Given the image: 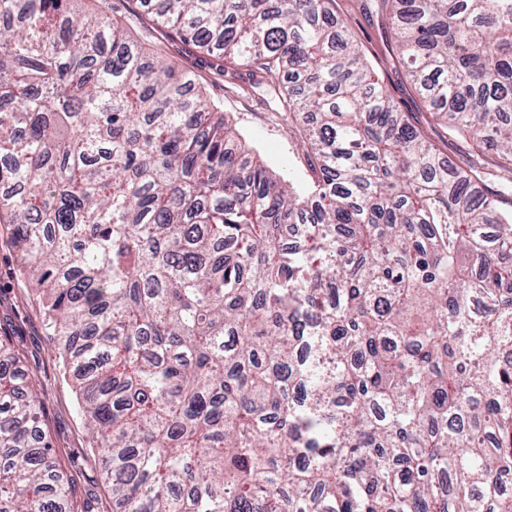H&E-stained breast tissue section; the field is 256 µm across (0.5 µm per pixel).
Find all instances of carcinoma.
Listing matches in <instances>:
<instances>
[{"label":"carcinoma","mask_w":512,"mask_h":512,"mask_svg":"<svg viewBox=\"0 0 512 512\" xmlns=\"http://www.w3.org/2000/svg\"><path fill=\"white\" fill-rule=\"evenodd\" d=\"M381 2L434 118L512 170V0ZM80 3L0 0V224L112 512H512V211L476 194L479 160L409 123L334 0L154 3L277 87L296 186ZM73 496L0 336V512Z\"/></svg>","instance_id":"carcinoma-1"}]
</instances>
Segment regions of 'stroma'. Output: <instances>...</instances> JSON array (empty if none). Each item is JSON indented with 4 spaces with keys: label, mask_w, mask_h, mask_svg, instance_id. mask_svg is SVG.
I'll use <instances>...</instances> for the list:
<instances>
[{
    "label": "stroma",
    "mask_w": 512,
    "mask_h": 512,
    "mask_svg": "<svg viewBox=\"0 0 512 512\" xmlns=\"http://www.w3.org/2000/svg\"><path fill=\"white\" fill-rule=\"evenodd\" d=\"M89 6L123 23L127 32L148 50L162 54L178 69L190 72L209 98L227 112L246 143L287 181L307 177L298 139L278 114L280 97L260 96L249 89L245 70L218 68L200 62L166 29L147 15L140 0H90ZM336 14L348 25L374 65L380 81L406 112L410 122L453 162L466 159L471 143L437 124L413 82L394 57L386 16L378 0H336ZM0 334L10 337L28 373L36 381L44 403L46 431L60 465L71 480L79 502L91 512H112V498L91 449L88 430L76 409L74 383L65 378L54 356L56 340L45 326L42 303L17 271V258L4 225L0 224Z\"/></svg>",
    "instance_id": "35a3bbf8"
}]
</instances>
